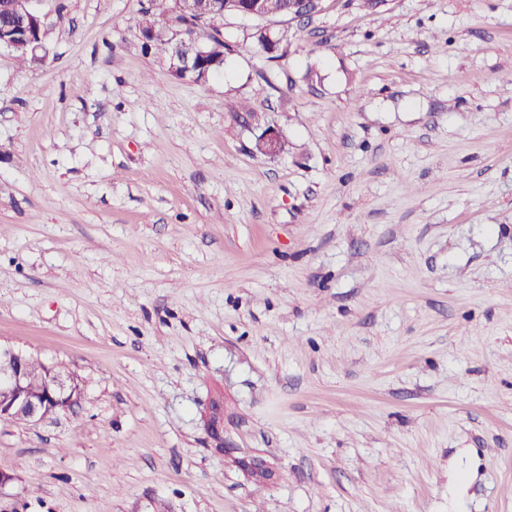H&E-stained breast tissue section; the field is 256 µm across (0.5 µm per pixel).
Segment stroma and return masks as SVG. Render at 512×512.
<instances>
[{"instance_id":"obj_1","label":"stroma","mask_w":512,"mask_h":512,"mask_svg":"<svg viewBox=\"0 0 512 512\" xmlns=\"http://www.w3.org/2000/svg\"><path fill=\"white\" fill-rule=\"evenodd\" d=\"M31 5L0 343L82 395L0 420V512H512V0H322L277 59L230 15L203 82L144 50L150 0Z\"/></svg>"}]
</instances>
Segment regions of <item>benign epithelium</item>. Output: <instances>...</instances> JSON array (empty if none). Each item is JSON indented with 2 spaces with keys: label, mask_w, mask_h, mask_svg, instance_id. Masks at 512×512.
Returning a JSON list of instances; mask_svg holds the SVG:
<instances>
[{
  "label": "benign epithelium",
  "mask_w": 512,
  "mask_h": 512,
  "mask_svg": "<svg viewBox=\"0 0 512 512\" xmlns=\"http://www.w3.org/2000/svg\"><path fill=\"white\" fill-rule=\"evenodd\" d=\"M180 11L187 17L232 9L238 15L262 17L261 0H178ZM11 9L20 17V23L0 30V50L14 52L30 48L34 57L47 52L37 38L46 28L41 15L30 0H13ZM208 56L207 45L198 40L188 41L175 34L172 39L170 63L176 75L194 80L205 79L203 59ZM30 354L11 346L0 345V419L36 423L60 408L71 406L80 395V385L70 376H63L51 365L45 366L46 391L35 394L29 387ZM248 474L255 471L270 473L267 462L258 455L246 454L237 460Z\"/></svg>",
  "instance_id": "7a95c632"
}]
</instances>
